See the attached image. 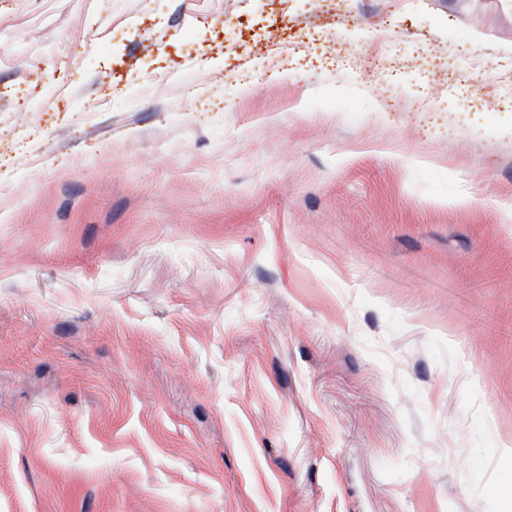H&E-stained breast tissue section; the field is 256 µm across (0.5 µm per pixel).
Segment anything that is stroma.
Here are the masks:
<instances>
[{"label": "stroma", "mask_w": 512, "mask_h": 512, "mask_svg": "<svg viewBox=\"0 0 512 512\" xmlns=\"http://www.w3.org/2000/svg\"><path fill=\"white\" fill-rule=\"evenodd\" d=\"M512 0H0V512H512Z\"/></svg>", "instance_id": "stroma-1"}]
</instances>
